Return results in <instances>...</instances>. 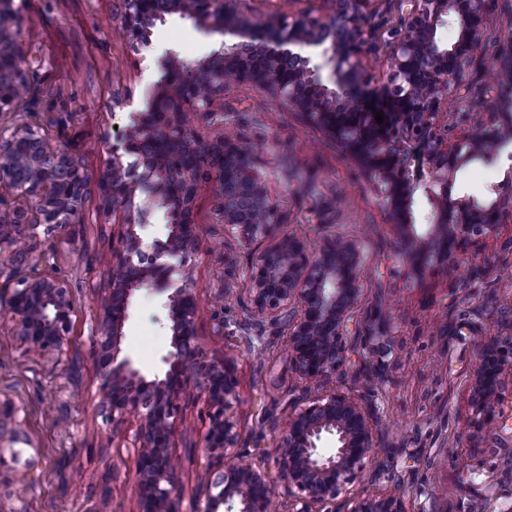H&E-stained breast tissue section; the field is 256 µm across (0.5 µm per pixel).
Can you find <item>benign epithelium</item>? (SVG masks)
<instances>
[{
	"label": "benign epithelium",
	"instance_id": "obj_1",
	"mask_svg": "<svg viewBox=\"0 0 512 512\" xmlns=\"http://www.w3.org/2000/svg\"><path fill=\"white\" fill-rule=\"evenodd\" d=\"M15 0H0V48L12 59L8 78L0 79V112L10 111L30 92L34 71L26 65L24 18ZM234 0H169L166 13L194 21L206 32L228 34L224 15ZM371 0H336L332 12L314 17L301 13L282 19L271 34L274 46L240 37L191 64L160 60L165 73L209 75L206 95L187 92L170 80L161 82L116 130L107 176L98 185L101 211H121L119 246L107 264L112 288L95 317L97 355L102 368L96 398L99 413L118 433L127 417L138 426L129 448L137 458L136 490L140 512H177L173 477L177 459L175 421L180 400L199 390L206 406L200 481L206 497L193 512H336V499L354 484L365 467L376 435L372 402L363 395L319 386L344 375L356 351L379 365L393 356L387 319L374 333L357 336L350 312L361 291L363 253L350 240L309 252L298 237H272L284 223L278 205L266 194L254 154L224 136V92L248 83L302 112L353 158L380 191L391 223L401 238L398 252L416 278L450 276L475 243L498 236L512 223V193L497 192L480 203L453 193L458 172L474 160H488L512 141V0H409L402 31L389 43L381 83L371 86L364 71L367 33L362 25ZM120 35L135 42L150 37L157 17L144 16L143 0H123ZM507 15L506 28L493 45L499 78L493 95L478 112H463L460 131L448 136L449 103L463 81L473 53L481 46L491 7ZM454 24L457 39L448 44L439 29ZM262 51L267 66L255 70L240 51ZM320 51L304 55L300 49ZM362 84L368 94L390 105L384 121L350 92ZM419 162L422 174H412ZM85 173L78 157L61 141L30 124L0 125V254L17 244L14 229L27 224L62 226L81 222L88 184L64 194L60 186L74 173ZM215 202L218 220L242 240H271L247 270L252 313L260 322L283 328L288 354L307 387L283 410L285 427L273 449L241 445L237 417L238 381L226 362L203 360L197 343V305L192 295L189 261L198 251L196 204L202 188ZM429 211L416 228L411 205L417 193ZM144 195L136 205L137 194ZM153 208L166 211L167 234L147 244L144 228ZM181 284L172 288L173 273ZM172 290L169 320L172 350L162 357L168 369L149 380L134 361L121 355L119 335L129 317L130 300L144 286ZM74 305L64 284L49 277L24 278L12 289L0 326L23 342L30 353L59 360L69 345ZM477 351L469 381L470 403L494 425L495 405L512 378V336L473 340ZM19 410L0 399V451L23 442ZM276 468L284 482L278 492L269 480ZM409 493L400 486L382 491L364 485L347 512H410Z\"/></svg>",
	"mask_w": 512,
	"mask_h": 512
}]
</instances>
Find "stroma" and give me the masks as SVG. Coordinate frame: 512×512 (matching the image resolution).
Instances as JSON below:
<instances>
[{
    "label": "stroma",
    "mask_w": 512,
    "mask_h": 512,
    "mask_svg": "<svg viewBox=\"0 0 512 512\" xmlns=\"http://www.w3.org/2000/svg\"><path fill=\"white\" fill-rule=\"evenodd\" d=\"M332 6L333 0H236L227 24H274L303 12L322 15ZM23 8L32 16L23 27L28 59L41 66L30 99L0 114V121L27 122L61 138L95 182L104 170L107 128L129 123L142 109L147 91L163 77L161 58L188 63L217 47L214 36L175 14L156 23L149 44L119 37L114 27L122 0H25ZM406 10L405 0H371L364 21L371 46L365 64L374 78L383 75L387 43L403 28ZM492 70L489 52L478 49L458 91L468 108L484 102ZM124 98L131 106L114 109V100ZM224 133L255 146L267 191L285 216L278 235L302 238L314 251L338 239L363 249V285L351 322L366 326L370 311L382 310L397 352L384 366L352 357L337 385L345 393L365 392L375 403L378 434L364 479L391 460L392 476L402 486L430 489V496L417 501L424 512H497L498 492L512 488V386L505 387L499 404L506 427L481 434L466 425L472 416L468 380L475 362L472 337L512 334L500 310L503 298L512 297V224L469 252L453 279L418 280L397 256L398 237L375 186L302 112L250 84H237L224 96ZM509 189L512 181L503 170L481 160L462 169L454 187L480 202ZM122 221L119 213L103 217L94 192L81 223L42 226L32 236L18 228L20 253L0 255V306L28 276L60 278L75 306L69 350L61 361L34 357L0 331V397L23 408L28 436L0 451V512H139L136 458L94 401L100 368L93 317L111 281L103 256L112 247L113 225ZM196 222L192 278L199 344L206 359L230 363L237 374L245 442L260 435L272 444L278 434L273 415L305 384L278 326L251 324L246 271L260 246L216 223L209 192L201 194ZM222 291L227 297L216 303ZM168 324L166 293L146 286L133 294L121 348L147 375L161 370V357L171 349ZM259 332L265 336L261 351L248 342ZM202 407L197 391H189L177 419L182 512L205 494L198 482ZM27 460L34 463L30 480L13 481L16 462Z\"/></svg>",
    "instance_id": "obj_1"
}]
</instances>
